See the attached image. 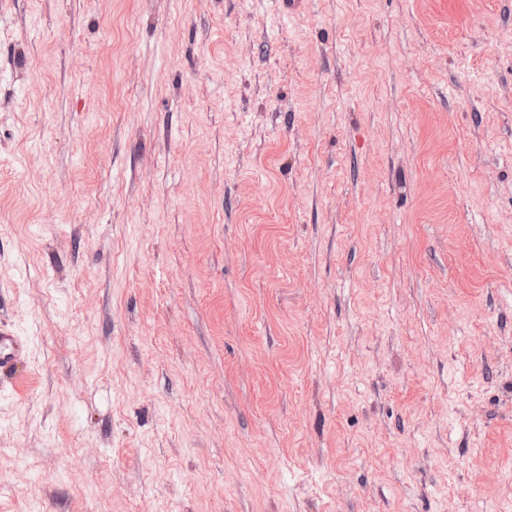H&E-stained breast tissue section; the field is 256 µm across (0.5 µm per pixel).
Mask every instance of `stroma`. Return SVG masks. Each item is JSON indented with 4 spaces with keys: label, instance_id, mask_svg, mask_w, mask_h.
<instances>
[{
    "label": "stroma",
    "instance_id": "obj_1",
    "mask_svg": "<svg viewBox=\"0 0 512 512\" xmlns=\"http://www.w3.org/2000/svg\"><path fill=\"white\" fill-rule=\"evenodd\" d=\"M0 512H512V0H0ZM19 343L13 331L0 325V373H10L19 356Z\"/></svg>",
    "mask_w": 512,
    "mask_h": 512
}]
</instances>
